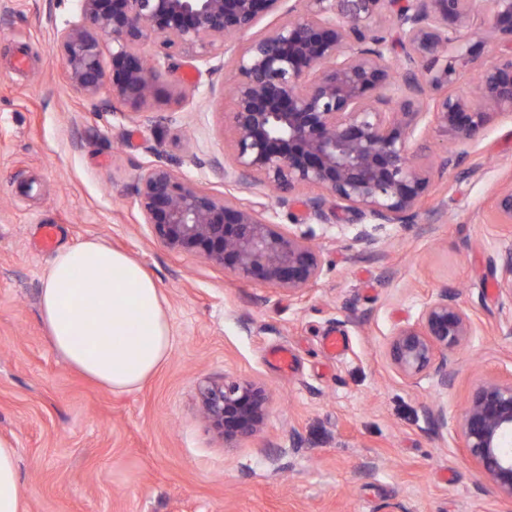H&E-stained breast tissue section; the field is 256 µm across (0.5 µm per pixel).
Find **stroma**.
I'll return each mask as SVG.
<instances>
[{"instance_id": "obj_1", "label": "stroma", "mask_w": 512, "mask_h": 512, "mask_svg": "<svg viewBox=\"0 0 512 512\" xmlns=\"http://www.w3.org/2000/svg\"><path fill=\"white\" fill-rule=\"evenodd\" d=\"M73 18V0H0V437L16 443L25 512H512L456 434L476 384L512 377L496 289L512 225L491 212L512 183V117L460 147L422 130L414 164L454 150L463 159L433 170L425 213L373 228L368 248L335 199L319 224L308 217L313 190L242 193L321 247L328 268L297 298L229 274L200 250L167 247L136 197L140 170L157 160L223 196L234 60L286 12L228 39L209 68L174 54L169 100L137 114L65 80L56 31ZM45 225L56 248L99 238L156 280L173 348L140 388L110 392L53 350L39 310L54 256L35 245ZM444 289L476 323L446 389L402 378L387 358L394 330ZM332 333L342 349L325 347ZM279 349L292 354L290 368L272 359ZM226 378L273 393L261 432L236 448L199 412L200 385ZM430 405L447 425L429 418Z\"/></svg>"}]
</instances>
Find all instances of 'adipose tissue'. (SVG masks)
Listing matches in <instances>:
<instances>
[{"mask_svg":"<svg viewBox=\"0 0 512 512\" xmlns=\"http://www.w3.org/2000/svg\"><path fill=\"white\" fill-rule=\"evenodd\" d=\"M54 350L114 392L139 388L166 361L172 328L165 298L144 266L98 238L60 249L40 288ZM17 450L0 438V512H24Z\"/></svg>","mask_w":512,"mask_h":512,"instance_id":"obj_1","label":"adipose tissue"}]
</instances>
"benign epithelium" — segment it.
Wrapping results in <instances>:
<instances>
[{"label": "benign epithelium", "instance_id": "7a95c632", "mask_svg": "<svg viewBox=\"0 0 512 512\" xmlns=\"http://www.w3.org/2000/svg\"><path fill=\"white\" fill-rule=\"evenodd\" d=\"M287 0H76V18L56 30L68 83L89 98L109 89L134 112L168 97L162 79L173 52L202 65L224 53L226 39L255 27ZM288 20L251 40L235 61L231 88L233 165L224 183L280 192L316 188L309 216L325 220V196L371 224H406L428 196L429 169L410 160L426 123L459 145L512 114V0H298ZM482 17L499 36L496 61L476 64L481 45L462 30ZM395 23L388 40L377 26ZM112 39L103 60L101 33ZM157 53L149 58L144 45ZM401 54L395 74L388 59ZM475 73L471 94L455 90ZM143 223L173 249H202L237 276L301 297L326 261L312 235L283 231L275 212L230 194L220 201L167 164L143 167L136 188ZM498 224H512V185L493 199ZM500 296L512 304V252ZM469 312L444 289L416 321L397 327L387 348L392 368L415 380L451 385L453 354L473 334ZM204 420L226 442L243 441L265 423L270 391L238 379L199 388ZM463 447L500 497L512 502V380L474 390L457 423Z\"/></svg>", "mask_w": 512, "mask_h": 512}]
</instances>
